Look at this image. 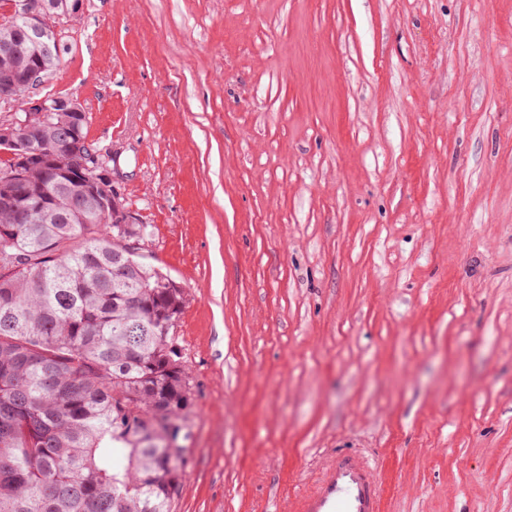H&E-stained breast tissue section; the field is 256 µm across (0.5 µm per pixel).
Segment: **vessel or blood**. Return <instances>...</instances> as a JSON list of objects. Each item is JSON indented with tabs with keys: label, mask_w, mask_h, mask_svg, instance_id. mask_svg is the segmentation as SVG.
Segmentation results:
<instances>
[{
	"label": "vessel or blood",
	"mask_w": 512,
	"mask_h": 512,
	"mask_svg": "<svg viewBox=\"0 0 512 512\" xmlns=\"http://www.w3.org/2000/svg\"><path fill=\"white\" fill-rule=\"evenodd\" d=\"M382 488L360 454L331 456L310 489L297 500L295 512H381Z\"/></svg>",
	"instance_id": "vessel-or-blood-1"
}]
</instances>
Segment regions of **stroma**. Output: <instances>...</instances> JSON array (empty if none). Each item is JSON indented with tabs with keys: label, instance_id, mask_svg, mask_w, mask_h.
Masks as SVG:
<instances>
[{
	"label": "stroma",
	"instance_id": "1",
	"mask_svg": "<svg viewBox=\"0 0 512 512\" xmlns=\"http://www.w3.org/2000/svg\"><path fill=\"white\" fill-rule=\"evenodd\" d=\"M66 93L187 288L173 512H512V0H83ZM382 488L373 468L360 454L331 456L310 489L297 500L295 512H381Z\"/></svg>",
	"mask_w": 512,
	"mask_h": 512
}]
</instances>
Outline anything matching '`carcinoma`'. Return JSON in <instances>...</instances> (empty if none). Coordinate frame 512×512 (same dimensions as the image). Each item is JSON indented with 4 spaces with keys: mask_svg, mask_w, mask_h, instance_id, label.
Masks as SVG:
<instances>
[{
    "mask_svg": "<svg viewBox=\"0 0 512 512\" xmlns=\"http://www.w3.org/2000/svg\"><path fill=\"white\" fill-rule=\"evenodd\" d=\"M7 2L0 71L36 69L46 83L61 48L39 57L1 46L21 38L30 13L67 17L70 0ZM68 99L51 96L58 107L23 133L46 163L14 180V158L0 159V200L29 187L24 216L0 207V512H173L182 476L166 440L190 392L163 323L189 293L123 250L147 226L111 223L89 194L88 116Z\"/></svg>",
    "mask_w": 512,
    "mask_h": 512,
    "instance_id": "obj_1",
    "label": "carcinoma"
}]
</instances>
